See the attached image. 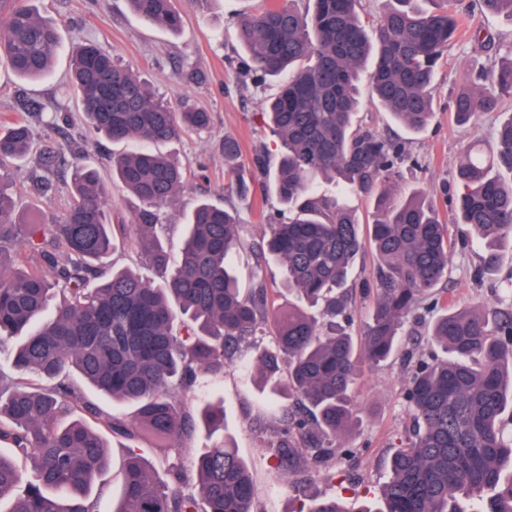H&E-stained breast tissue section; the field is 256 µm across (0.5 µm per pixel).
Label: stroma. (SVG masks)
Masks as SVG:
<instances>
[{
    "mask_svg": "<svg viewBox=\"0 0 512 512\" xmlns=\"http://www.w3.org/2000/svg\"><path fill=\"white\" fill-rule=\"evenodd\" d=\"M461 3L492 39L493 46L485 49L466 39L451 44L436 70L435 113L425 130L414 134L402 129L374 104L368 82L360 84L359 121L401 141L405 147L406 159L396 170V183L404 190L424 188L443 214L448 211L455 166L466 147L476 140L493 142L497 126L512 114L511 99L504 111L479 114L469 126H456L451 119L448 105L462 85L464 74H478L495 57V45L512 42L511 19L481 14L477 0ZM262 4L263 0H198L175 35L143 25L126 0H39L38 8L58 23L64 42H93L139 72L152 91L172 106L189 102L210 113L211 122L205 131L188 132L180 139L153 147L154 152L176 160L185 172L178 199L161 211L166 244L171 254H178L184 216L198 200L236 210L246 227V247L232 255L240 284L248 290L260 280L273 293L282 286V269L273 259L258 253L257 245L267 230V216L278 209L279 203L273 193L263 190L256 161L262 158L268 165H275L280 150L263 112L265 100L277 92L279 82L270 79L257 86L245 77L244 53L237 38L242 16ZM68 72L69 59L64 55L58 59L53 75L44 80L24 81L7 67H0V115L20 113L24 98L29 97L44 103L58 118L54 126L47 119L31 118L36 150L13 170L18 210L25 219L31 218V203L35 200L56 213L65 207L70 182L66 167L54 169L58 184L55 196L38 198L33 178L42 172L40 147L60 142L66 134H78L82 126L76 98L66 84ZM228 137L235 138L240 147L237 158L230 162L224 159V140ZM234 167L251 178L248 195L237 193L229 176ZM451 266L442 292L448 303L479 302L498 308L512 305L507 296L512 290L511 250L505 251L498 274L481 281L475 278L477 249L457 247ZM433 320V314L416 311L404 327L397 355L378 366L363 365L353 393L354 425L339 441L340 447L353 449L354 454L330 462L317 475L285 479L276 470L269 449L256 441V426L271 433L280 422L262 407L260 389L245 367L252 356L250 345H242L234 360L225 364L223 374L198 371L184 401L192 410L207 402L223 406L227 430L253 475L256 512H294L300 492L310 501L337 498L349 508L360 499L373 502L389 478L391 454L411 423L404 390L416 358L433 349L428 336Z\"/></svg>",
    "mask_w": 512,
    "mask_h": 512,
    "instance_id": "1",
    "label": "stroma"
}]
</instances>
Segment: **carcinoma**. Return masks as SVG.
<instances>
[{"label": "carcinoma", "instance_id": "1", "mask_svg": "<svg viewBox=\"0 0 512 512\" xmlns=\"http://www.w3.org/2000/svg\"><path fill=\"white\" fill-rule=\"evenodd\" d=\"M128 2L147 26L178 33L196 0ZM306 2L302 10L267 0L240 19L238 37L253 83L282 78L267 100L279 160L261 173L289 216L269 225L260 249L281 266L285 291L322 305L327 328L299 308L275 306L264 288L243 292L231 261L241 224L229 210L198 201L171 256L160 211L176 201L183 172L146 147L109 161L112 178L142 203L121 234L160 281L107 264L116 242L112 201L83 161V138L62 146L70 156L64 212L20 222L7 167L33 141L27 117L0 121V347L13 346L9 366L0 367V443L13 450L0 453V512H100L95 483L109 466L105 432L128 448L112 512H254L252 475L225 434L224 408L206 403L196 420L180 398L197 371L223 372L247 337L273 329L272 345L253 346L252 367L261 390L291 392L297 405L284 409L276 440L261 446L290 479L318 470L352 455L336 440L354 422L360 363L388 360L406 319L439 305L434 293L456 246H478L479 275L499 268L504 243H512V115L490 149L474 143L458 162L446 223L423 191L393 188L401 144L356 122L365 76L401 127L428 126L436 68L463 25L455 0H438L433 11L392 0L370 24L359 0ZM479 2L512 19V0ZM0 16V62L22 79L48 76L62 48L57 24L35 0H0ZM507 55L463 82L450 106L457 122L499 111L512 94V43ZM69 56V84L89 135L146 144L208 127L209 113L175 111L95 44L74 42ZM324 181L336 197L320 192ZM347 193L375 200L372 220L361 222L338 202ZM367 247L378 265L361 284L370 315L357 343L336 320L349 321L346 283ZM431 340L445 358L413 366L405 390L413 428L391 455L380 505L348 510L321 499L295 512H512V433L504 430L512 415V310L447 308ZM72 372L96 392L134 404L133 418L87 400ZM199 424L212 444L193 460L195 495L182 488L177 457ZM144 433L173 458L172 485H160L136 452Z\"/></svg>", "mask_w": 512, "mask_h": 512}]
</instances>
